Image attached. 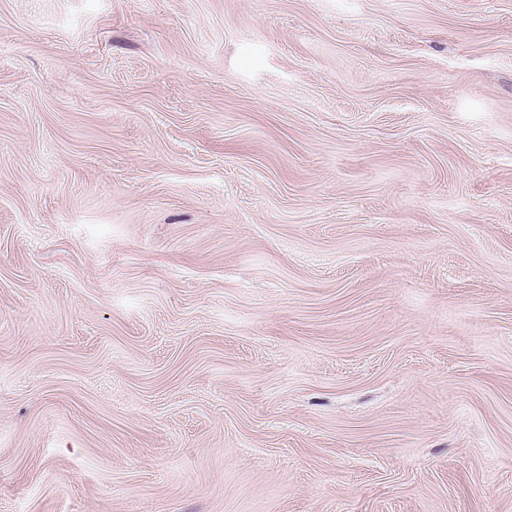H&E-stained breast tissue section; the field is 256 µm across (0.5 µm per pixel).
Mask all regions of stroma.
Listing matches in <instances>:
<instances>
[{"mask_svg": "<svg viewBox=\"0 0 512 512\" xmlns=\"http://www.w3.org/2000/svg\"><path fill=\"white\" fill-rule=\"evenodd\" d=\"M0 512H512V0H0Z\"/></svg>", "mask_w": 512, "mask_h": 512, "instance_id": "stroma-1", "label": "stroma"}]
</instances>
